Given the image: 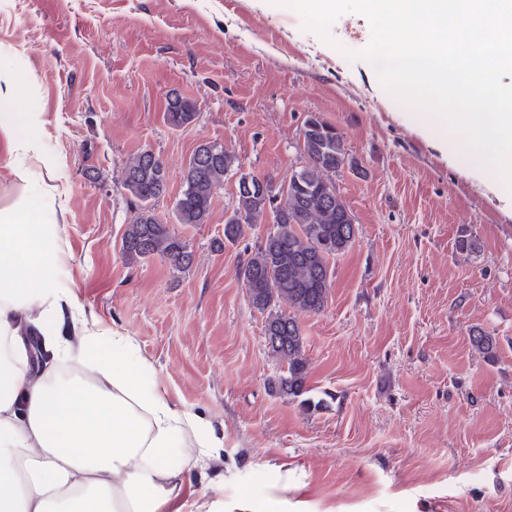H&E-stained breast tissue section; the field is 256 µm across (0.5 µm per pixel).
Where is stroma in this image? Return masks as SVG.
I'll list each match as a JSON object with an SVG mask.
<instances>
[{"label": "stroma", "mask_w": 512, "mask_h": 512, "mask_svg": "<svg viewBox=\"0 0 512 512\" xmlns=\"http://www.w3.org/2000/svg\"><path fill=\"white\" fill-rule=\"evenodd\" d=\"M348 13L328 37L273 0H0V67L52 166L46 208L60 226L86 313L131 336L172 399L224 427V504L279 499L284 512H512V190L475 180L397 115ZM197 116L174 127L167 102ZM320 117L349 153L332 181L357 226L331 259L322 311L301 315L306 394L269 384L267 316L239 274L272 214L236 242L224 221L235 174L207 221L174 204L195 149L217 143L273 186L306 166ZM153 151L167 173L154 213L192 253L176 271L128 258L138 212L124 171ZM473 236L478 251L459 249ZM494 338L493 357L472 344Z\"/></svg>", "instance_id": "1"}]
</instances>
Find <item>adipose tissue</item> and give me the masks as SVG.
Instances as JSON below:
<instances>
[{
  "label": "adipose tissue",
  "mask_w": 512,
  "mask_h": 512,
  "mask_svg": "<svg viewBox=\"0 0 512 512\" xmlns=\"http://www.w3.org/2000/svg\"><path fill=\"white\" fill-rule=\"evenodd\" d=\"M37 122L0 70L18 187L0 201V512H224L223 482L197 467L223 430L172 400L130 336L87 320L57 227L39 220Z\"/></svg>",
  "instance_id": "adipose-tissue-1"
}]
</instances>
